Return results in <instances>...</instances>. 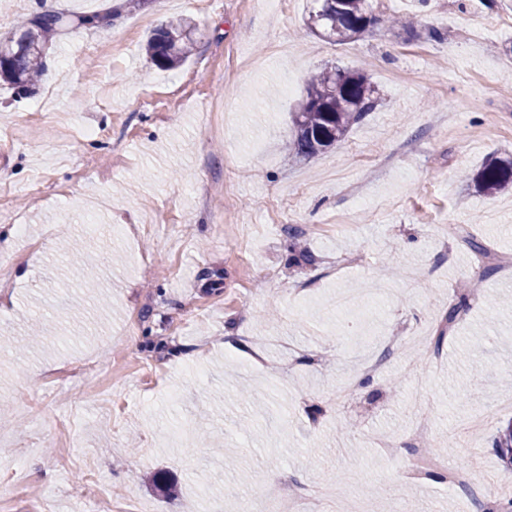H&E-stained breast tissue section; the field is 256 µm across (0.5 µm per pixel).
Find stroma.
Instances as JSON below:
<instances>
[{
    "instance_id": "obj_1",
    "label": "stroma",
    "mask_w": 512,
    "mask_h": 512,
    "mask_svg": "<svg viewBox=\"0 0 512 512\" xmlns=\"http://www.w3.org/2000/svg\"><path fill=\"white\" fill-rule=\"evenodd\" d=\"M62 0L107 29L47 49V77L0 85V512H76L97 474L112 512H265L273 483L340 512H484L481 494L405 473L430 403L448 467L502 473L512 423V0H371L380 23L333 44L309 0ZM412 14L415 34L390 27ZM196 27L186 63L153 65L148 33ZM364 73L376 105L314 157L289 150L311 74ZM481 242L487 255L474 252ZM366 261L340 274L337 260ZM436 357L401 378L461 290ZM403 335V350L384 340ZM383 368L344 398L359 364ZM488 426L454 443L476 414ZM397 438L393 455L374 440ZM478 179L484 191L492 193L503 185L512 183V162L506 165L498 162L487 163Z\"/></svg>"
}]
</instances>
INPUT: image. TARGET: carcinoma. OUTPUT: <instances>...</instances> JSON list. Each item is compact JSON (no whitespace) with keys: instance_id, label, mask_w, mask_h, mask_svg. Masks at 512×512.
Here are the masks:
<instances>
[{"instance_id":"1","label":"carcinoma","mask_w":512,"mask_h":512,"mask_svg":"<svg viewBox=\"0 0 512 512\" xmlns=\"http://www.w3.org/2000/svg\"><path fill=\"white\" fill-rule=\"evenodd\" d=\"M321 0L320 9L309 14L308 29L337 44L356 39L379 22L368 0H347V10L338 15L333 3ZM97 14L68 15L61 12L37 13L20 25L13 34L0 39L7 46V57L0 60V82L28 93L47 68L46 48L65 28L96 26ZM188 22L172 19L154 29L144 49L152 63L163 70L180 66L192 53L194 39L188 37ZM373 107L371 88L365 75L340 69H324L310 76L307 94L298 110L292 113L295 139L291 149L298 155L312 157L341 142L350 128ZM479 183L488 193L512 183V162L486 164ZM505 460V472H512V424L496 441Z\"/></svg>"}]
</instances>
